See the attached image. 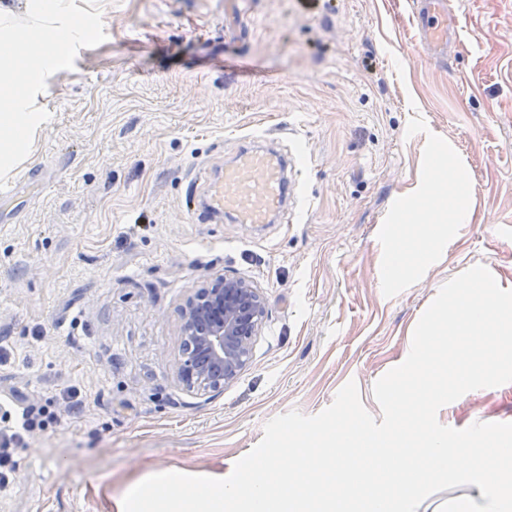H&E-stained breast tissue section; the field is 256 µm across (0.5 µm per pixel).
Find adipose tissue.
<instances>
[{"label": "adipose tissue", "mask_w": 512, "mask_h": 512, "mask_svg": "<svg viewBox=\"0 0 512 512\" xmlns=\"http://www.w3.org/2000/svg\"><path fill=\"white\" fill-rule=\"evenodd\" d=\"M472 216L466 172L449 165L446 156H437L397 217L398 223L412 226L413 231L395 242L393 261L385 269L386 284H399L409 263L423 268L434 264L447 251V226L470 223Z\"/></svg>", "instance_id": "obj_1"}]
</instances>
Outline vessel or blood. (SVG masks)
Returning a JSON list of instances; mask_svg holds the SVG:
<instances>
[{
    "mask_svg": "<svg viewBox=\"0 0 512 512\" xmlns=\"http://www.w3.org/2000/svg\"><path fill=\"white\" fill-rule=\"evenodd\" d=\"M429 18L423 28L424 44L431 54L448 46L454 17L447 0H419ZM288 159L243 143L224 166L221 178L210 185L207 210L232 217L239 224H267L283 213L288 197Z\"/></svg>",
    "mask_w": 512,
    "mask_h": 512,
    "instance_id": "obj_1",
    "label": "vessel or blood"
}]
</instances>
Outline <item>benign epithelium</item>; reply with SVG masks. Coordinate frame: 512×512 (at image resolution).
<instances>
[{"label":"benign epithelium","instance_id":"benign-epithelium-1","mask_svg":"<svg viewBox=\"0 0 512 512\" xmlns=\"http://www.w3.org/2000/svg\"><path fill=\"white\" fill-rule=\"evenodd\" d=\"M267 316L260 290L247 280L218 275L194 289L182 308L177 381L189 391L234 382L250 364Z\"/></svg>","mask_w":512,"mask_h":512}]
</instances>
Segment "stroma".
Listing matches in <instances>:
<instances>
[{
	"mask_svg": "<svg viewBox=\"0 0 512 512\" xmlns=\"http://www.w3.org/2000/svg\"><path fill=\"white\" fill-rule=\"evenodd\" d=\"M448 2L438 60L416 0H249L233 34L224 0H100L107 38L37 95L51 118L0 205V403L55 416L15 447L0 512H114L151 470L228 472L269 420L318 414L350 381L380 416L373 385L447 281L482 265L512 289V0ZM247 135L297 164L287 217L202 218ZM439 150L469 177L472 221L385 287L395 214ZM220 274L259 288L268 318L237 380L190 392L180 307ZM437 418L512 422V383Z\"/></svg>",
	"mask_w": 512,
	"mask_h": 512,
	"instance_id": "1",
	"label": "stroma"
}]
</instances>
